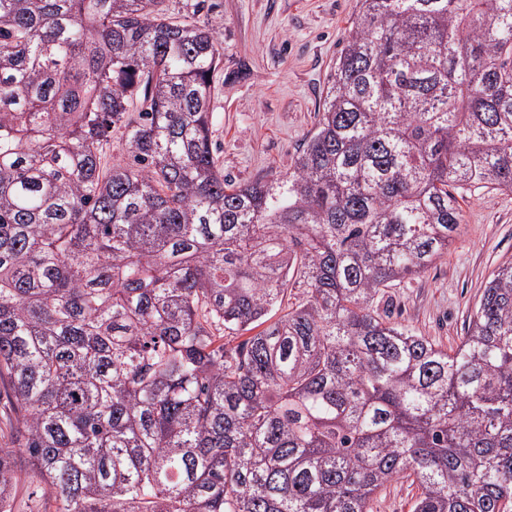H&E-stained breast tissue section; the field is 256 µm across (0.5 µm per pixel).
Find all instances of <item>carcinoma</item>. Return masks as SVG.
<instances>
[{
    "label": "carcinoma",
    "mask_w": 512,
    "mask_h": 512,
    "mask_svg": "<svg viewBox=\"0 0 512 512\" xmlns=\"http://www.w3.org/2000/svg\"><path fill=\"white\" fill-rule=\"evenodd\" d=\"M0 0V380L43 512H512V261L443 347L388 288L512 193V0H358L292 171L235 184L211 26ZM123 130L127 163L104 146ZM410 481L400 479L380 493L374 503L373 512H410L414 487Z\"/></svg>",
    "instance_id": "1"
}]
</instances>
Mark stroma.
Here are the masks:
<instances>
[{
	"mask_svg": "<svg viewBox=\"0 0 512 512\" xmlns=\"http://www.w3.org/2000/svg\"><path fill=\"white\" fill-rule=\"evenodd\" d=\"M357 0H164L173 17L215 27L223 45L211 100L212 141L225 176L247 183L288 172L314 131L330 71ZM448 255L394 286V314L417 333L453 346L491 272L512 260V194L462 203Z\"/></svg>",
	"mask_w": 512,
	"mask_h": 512,
	"instance_id": "1",
	"label": "stroma"
}]
</instances>
